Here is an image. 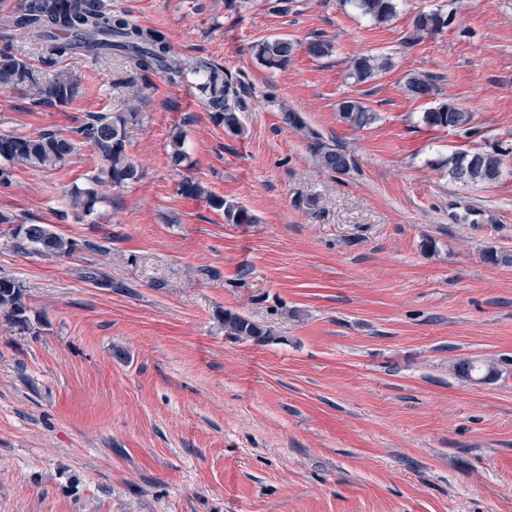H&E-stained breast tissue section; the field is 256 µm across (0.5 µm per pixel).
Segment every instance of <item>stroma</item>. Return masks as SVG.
Instances as JSON below:
<instances>
[{
	"instance_id": "1",
	"label": "stroma",
	"mask_w": 512,
	"mask_h": 512,
	"mask_svg": "<svg viewBox=\"0 0 512 512\" xmlns=\"http://www.w3.org/2000/svg\"><path fill=\"white\" fill-rule=\"evenodd\" d=\"M103 2L240 80L243 130L120 55L49 64L15 32L9 49L40 84L80 88L56 107L0 90V135L128 113L141 177L74 212L68 190L103 167L86 144L0 187V212L79 245L43 257L0 224V275L29 308L25 330L0 316V512H512V264L483 258L512 255V0H399L385 24L338 0ZM436 9L448 27L409 43L416 13ZM277 35L333 50L273 71L252 48ZM369 52L392 68L353 83L348 60ZM415 71L437 75L434 97H408ZM347 96L376 123L343 122ZM447 100L474 112L475 135L423 124ZM312 131L357 169L319 170ZM492 148L498 180L449 178L453 156ZM187 178L206 197L181 194ZM212 195L254 223H225ZM228 313L269 339L229 335ZM462 359L497 378L458 377Z\"/></svg>"
}]
</instances>
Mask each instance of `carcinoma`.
Segmentation results:
<instances>
[{
    "mask_svg": "<svg viewBox=\"0 0 512 512\" xmlns=\"http://www.w3.org/2000/svg\"><path fill=\"white\" fill-rule=\"evenodd\" d=\"M362 16L378 24L391 21L397 13L399 0H340ZM449 16L439 9L420 11L413 19V31L408 41L418 42L432 37L448 26ZM9 24L41 41L49 58H62L77 51L101 56L117 51L129 65L140 72L162 73L170 82L191 83L197 97L212 112L213 120L224 129L242 131L240 113L246 104L232 76L224 66L208 63L174 52L166 35L154 28L134 25L121 13L105 8L102 0H21L19 10ZM297 50V42L285 36H274L254 46V56L264 67L280 69L288 64ZM390 68V59L379 54H364L348 61V75L358 83H369ZM28 90L34 102L41 105H65L78 93V86L64 76L41 86L32 73L31 65L14 55L9 48L0 49V89ZM407 95L413 99L428 98L437 91L436 77L431 73L409 76L405 82ZM340 118L357 130H363L377 120L363 102L346 97L339 103ZM474 112L452 100L441 102L423 112L422 122L438 129H452L473 135ZM128 139L127 119L121 114L92 113L71 134L43 131L33 136L0 135V160L8 163L0 167V185L11 181L9 166L21 164L36 168H54L72 156L81 144H91L102 158L106 181L115 187L138 180V167L126 151ZM170 160L179 166L186 159L185 134L179 129L170 138ZM317 166L323 170L346 174L356 167L355 157L343 146H331L314 137L309 144ZM502 172L501 154L497 151L476 150L448 160L449 177L462 185H486ZM100 178L92 179V187L75 189L70 195L73 210L90 213L99 201L93 185ZM209 202L224 211L230 224H252L253 215L243 206L227 203L208 196ZM0 224H14L15 231L25 250L44 256L69 255L78 243L53 232L45 224L26 223L18 218L0 213ZM28 307L22 286L14 279L0 276V314L5 315L19 328L29 324ZM224 325L236 336L267 338L269 333L243 316L229 314ZM455 373L472 382L495 379L498 372L484 363L464 359L454 365Z\"/></svg>",
    "mask_w": 512,
    "mask_h": 512,
    "instance_id": "cac0c4a2",
    "label": "carcinoma"
}]
</instances>
